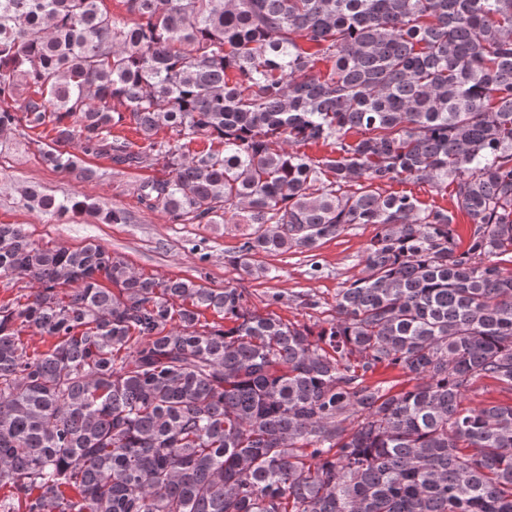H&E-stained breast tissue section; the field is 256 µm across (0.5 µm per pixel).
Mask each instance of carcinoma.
Returning a JSON list of instances; mask_svg holds the SVG:
<instances>
[{"instance_id": "obj_1", "label": "carcinoma", "mask_w": 512, "mask_h": 512, "mask_svg": "<svg viewBox=\"0 0 512 512\" xmlns=\"http://www.w3.org/2000/svg\"><path fill=\"white\" fill-rule=\"evenodd\" d=\"M122 2L0 0V132L51 126L42 164L82 179L151 153L141 203L251 225L224 255L248 276L378 232L315 331L0 224V279L37 285L0 303V512H512V0ZM484 380L504 399L467 404ZM392 190H398V191L399 190H411V191H413L414 195H416L418 197V199L426 205L441 206L444 208H448V210L452 209L449 194H448V196L447 195L441 196L440 194L436 195L435 193L430 192L428 187L419 189L418 187H415L411 184L403 183V184H394L392 187Z\"/></svg>"}]
</instances>
